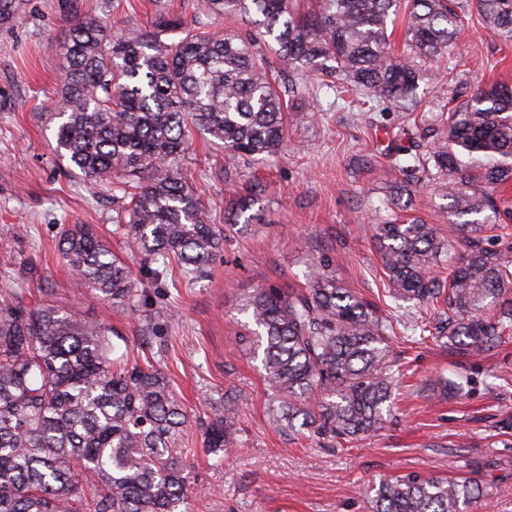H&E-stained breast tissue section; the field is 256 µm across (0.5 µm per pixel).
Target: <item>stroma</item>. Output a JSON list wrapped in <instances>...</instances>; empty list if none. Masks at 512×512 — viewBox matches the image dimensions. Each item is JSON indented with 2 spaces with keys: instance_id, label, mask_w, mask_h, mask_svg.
Here are the masks:
<instances>
[{
  "instance_id": "35a3bbf8",
  "label": "stroma",
  "mask_w": 512,
  "mask_h": 512,
  "mask_svg": "<svg viewBox=\"0 0 512 512\" xmlns=\"http://www.w3.org/2000/svg\"><path fill=\"white\" fill-rule=\"evenodd\" d=\"M107 15L119 32L150 30L152 0H27L26 17L0 29V302L49 303L78 318L111 325L130 351L164 371L190 418L211 416L220 403L235 410L239 451L226 459L204 453L195 427L182 448L195 495L187 512H371L380 481L417 472L438 478L469 476V462L488 493L469 512H512V341L476 359L452 356L433 341L396 344L401 374L394 385L396 416L375 434L331 447L279 432L269 420L271 395L259 360L238 338L246 316L240 300L252 289L307 286L327 269L348 288L375 301L387 282L373 226L390 217L382 202L402 174L391 165L404 130L444 136L448 114L476 84H512V43L466 10L455 39L435 59H418L416 111L404 112L350 92L300 91L279 153L246 158L225 169L224 154L194 135L183 159L193 189L224 248L204 275L183 280L169 271L150 287L148 305H112L74 285L57 251L60 225H94L131 270L139 261L112 222L109 187L84 181L53 151L47 115L62 81V41L71 14ZM258 185L252 220L225 219L243 184ZM420 215L451 235L454 216L439 180L421 181ZM35 275L21 283L22 266ZM463 378V395L444 400L427 387L438 377Z\"/></svg>"
}]
</instances>
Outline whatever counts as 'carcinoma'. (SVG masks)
<instances>
[{
    "label": "carcinoma",
    "instance_id": "carcinoma-1",
    "mask_svg": "<svg viewBox=\"0 0 512 512\" xmlns=\"http://www.w3.org/2000/svg\"><path fill=\"white\" fill-rule=\"evenodd\" d=\"M401 0H316L302 13L294 0H195L191 22L158 13L151 30L126 37L107 18L73 14L65 32L55 151L84 180L112 189V223L157 279L177 265L195 279L224 246L182 169L191 133L210 135L224 166L273 155L285 137V99L272 75L276 58L288 92L317 76L327 87L363 92L407 112L417 106L421 75L409 57H393L388 20ZM465 0H407L410 53L438 57L448 48ZM482 19L512 41V0H471ZM25 0H0V29L24 18ZM258 15L253 28L210 36L213 17ZM413 140L396 146L422 173L448 180L456 216L484 215L442 240L436 225L384 219L373 236L394 302L438 315L431 338L477 358L512 338V252L491 249L489 233L508 229L512 202V86L474 91L448 116V135L424 155ZM417 190L400 185L386 202L411 205ZM255 205L253 188L233 202L235 217ZM457 262L442 277V249ZM59 251L89 288L114 305L135 306L130 268L91 224H63ZM255 326L250 351L271 391L270 417L290 434L353 438L391 414L393 345L398 328L427 331L412 315L380 306L319 272L305 289L267 286L241 299ZM118 336L53 305L0 306V512H181L190 467L179 448L189 420L170 378L120 351ZM459 382L440 377L432 390L452 397ZM206 452L239 445L230 407L198 422ZM484 493L471 478L411 473L378 485L373 512H466Z\"/></svg>",
    "mask_w": 512,
    "mask_h": 512
}]
</instances>
